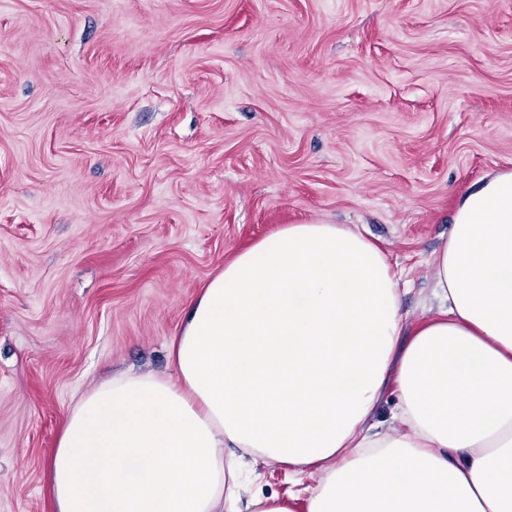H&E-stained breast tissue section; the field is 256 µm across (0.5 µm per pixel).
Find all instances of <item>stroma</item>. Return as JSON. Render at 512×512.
Segmentation results:
<instances>
[{"mask_svg":"<svg viewBox=\"0 0 512 512\" xmlns=\"http://www.w3.org/2000/svg\"><path fill=\"white\" fill-rule=\"evenodd\" d=\"M512 170V0H0V512H52L75 395L166 372L285 224L359 227L433 304L458 199ZM247 464L240 498L307 512ZM247 512H292L289 503L277 495H256L248 502Z\"/></svg>","mask_w":512,"mask_h":512,"instance_id":"35a3bbf8","label":"stroma"}]
</instances>
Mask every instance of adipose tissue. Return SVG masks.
<instances>
[{
	"label": "adipose tissue",
	"mask_w": 512,
	"mask_h": 512,
	"mask_svg": "<svg viewBox=\"0 0 512 512\" xmlns=\"http://www.w3.org/2000/svg\"><path fill=\"white\" fill-rule=\"evenodd\" d=\"M429 264L438 308L412 330L401 274L358 229L289 224L239 252L169 341L170 373L74 400L54 512H234L228 448L313 478L307 512H512V170L460 200ZM397 404V391L395 385H391L379 404L373 416V423L378 430H384L390 423L391 415Z\"/></svg>",
	"instance_id": "obj_1"
}]
</instances>
